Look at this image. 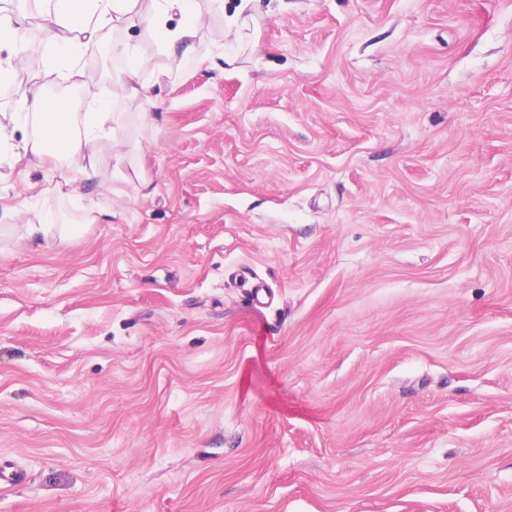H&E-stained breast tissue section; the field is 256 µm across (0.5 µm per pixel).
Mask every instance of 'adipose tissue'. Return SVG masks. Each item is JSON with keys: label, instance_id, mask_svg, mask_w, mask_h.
<instances>
[{"label": "adipose tissue", "instance_id": "adipose-tissue-1", "mask_svg": "<svg viewBox=\"0 0 512 512\" xmlns=\"http://www.w3.org/2000/svg\"><path fill=\"white\" fill-rule=\"evenodd\" d=\"M13 0H0V43H10L13 51L0 60V72L15 75L17 110L12 125L0 123V154L10 161H27L41 166L51 158H64L68 173L66 194L76 200L83 221L95 224L106 215L87 192L88 184L99 173V153L108 149L122 156L125 144L109 137L106 123L110 106L95 87L83 89L87 111L72 112L66 99L47 96L40 79L46 64L43 58L23 48L26 13L13 8ZM139 0H47L38 14L40 34L55 48L60 62L77 67L85 49L102 39L104 33L121 25L142 23L146 32L171 56L199 57L196 39L206 17H224L227 36L240 39L250 27L242 9L226 13L224 0H153L151 10L138 9ZM34 123L33 136L15 138L13 125Z\"/></svg>", "mask_w": 512, "mask_h": 512}]
</instances>
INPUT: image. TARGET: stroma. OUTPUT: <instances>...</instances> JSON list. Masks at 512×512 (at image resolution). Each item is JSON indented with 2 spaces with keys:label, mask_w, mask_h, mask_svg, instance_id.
I'll return each mask as SVG.
<instances>
[{
  "label": "stroma",
  "mask_w": 512,
  "mask_h": 512,
  "mask_svg": "<svg viewBox=\"0 0 512 512\" xmlns=\"http://www.w3.org/2000/svg\"><path fill=\"white\" fill-rule=\"evenodd\" d=\"M247 11L44 85L133 145L109 222L0 164V512H512V0ZM112 54H119L125 59V67L120 71V77L128 83L138 82L144 68V60L130 52L125 43L120 41H113Z\"/></svg>",
  "instance_id": "stroma-1"
}]
</instances>
